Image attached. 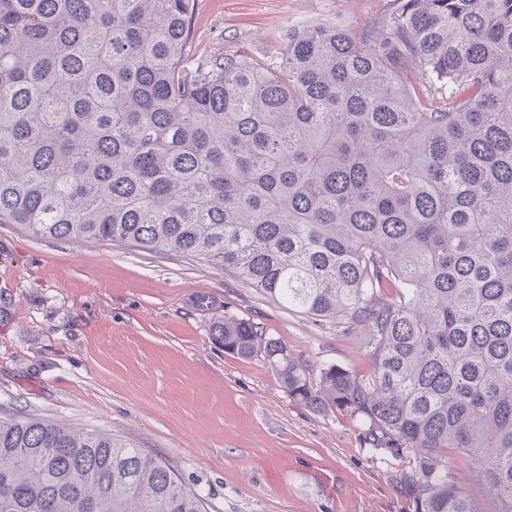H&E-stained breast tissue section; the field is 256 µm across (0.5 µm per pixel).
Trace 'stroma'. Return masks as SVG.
I'll return each instance as SVG.
<instances>
[{
    "mask_svg": "<svg viewBox=\"0 0 512 512\" xmlns=\"http://www.w3.org/2000/svg\"><path fill=\"white\" fill-rule=\"evenodd\" d=\"M392 0H196L186 68L245 53L279 59L291 32L354 33ZM218 316L284 343L317 378L367 367L361 340L179 253L40 239L0 224V418L112 430L162 455L206 512H408L404 461L364 446L355 421L293 402L263 357L213 343Z\"/></svg>",
    "mask_w": 512,
    "mask_h": 512,
    "instance_id": "35a3bbf8",
    "label": "stroma"
}]
</instances>
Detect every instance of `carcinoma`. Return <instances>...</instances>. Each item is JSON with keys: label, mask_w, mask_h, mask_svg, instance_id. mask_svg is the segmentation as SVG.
Segmentation results:
<instances>
[{"label": "carcinoma", "mask_w": 512, "mask_h": 512, "mask_svg": "<svg viewBox=\"0 0 512 512\" xmlns=\"http://www.w3.org/2000/svg\"><path fill=\"white\" fill-rule=\"evenodd\" d=\"M394 2L359 36L292 33L274 67L189 73L195 0H0V223L197 257L335 322L367 370L314 381L245 319L211 339L407 462L413 512H477L471 482L512 512V0ZM0 512L203 498L114 433L24 416L0 420Z\"/></svg>", "instance_id": "carcinoma-1"}]
</instances>
